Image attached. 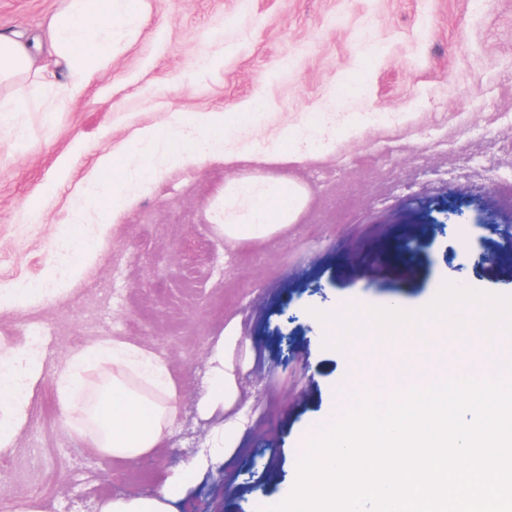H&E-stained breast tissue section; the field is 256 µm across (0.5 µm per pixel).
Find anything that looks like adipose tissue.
I'll return each instance as SVG.
<instances>
[{
	"instance_id": "1",
	"label": "adipose tissue",
	"mask_w": 512,
	"mask_h": 512,
	"mask_svg": "<svg viewBox=\"0 0 512 512\" xmlns=\"http://www.w3.org/2000/svg\"><path fill=\"white\" fill-rule=\"evenodd\" d=\"M146 0H60L45 30L31 37L0 31V112H26L36 93L64 104L79 96L112 60V36L140 24ZM207 133L188 146L179 128L146 131L137 147L139 167L149 171L157 144H165L172 161L203 154L224 136V122L209 118ZM303 206L301 189L285 178L243 177L224 186V237L236 243L264 239L293 223ZM112 373V386L95 401L97 426L93 446L118 462H131L160 448L165 430L177 413V391L169 372L150 351L120 341H108L73 354L58 374L62 412L79 411L75 391L83 384L87 365ZM42 376L37 351L19 354L0 347V448L9 449L23 425L29 398ZM186 466L166 478L151 496L105 498L100 512H173L172 503L196 479Z\"/></svg>"
}]
</instances>
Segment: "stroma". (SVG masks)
Masks as SVG:
<instances>
[{"label":"stroma","instance_id":"obj_1","mask_svg":"<svg viewBox=\"0 0 512 512\" xmlns=\"http://www.w3.org/2000/svg\"><path fill=\"white\" fill-rule=\"evenodd\" d=\"M149 0L133 34L76 100L39 97L0 133V292L40 284L0 311V345L46 323L43 375L0 466V512H99L103 498L157 492L198 466L175 512H251L256 492L287 497L314 425L339 412L349 361L322 346L310 309L358 300L417 310L442 281L512 294V0ZM59 0H0V27L37 33ZM243 116L203 156L148 173L127 163L147 130ZM361 126L347 132V122ZM327 148L269 161L283 130ZM249 153V167L225 164ZM279 175L300 185L294 224L230 246L224 185ZM123 185L114 210L91 201ZM41 195V223L26 199ZM95 237L77 263L69 235ZM233 396L211 411L210 357L222 337ZM107 340L153 352L177 388L155 457L121 465L88 447L81 414L62 415L56 377ZM366 363L417 370L408 334L372 339Z\"/></svg>","mask_w":512,"mask_h":512}]
</instances>
